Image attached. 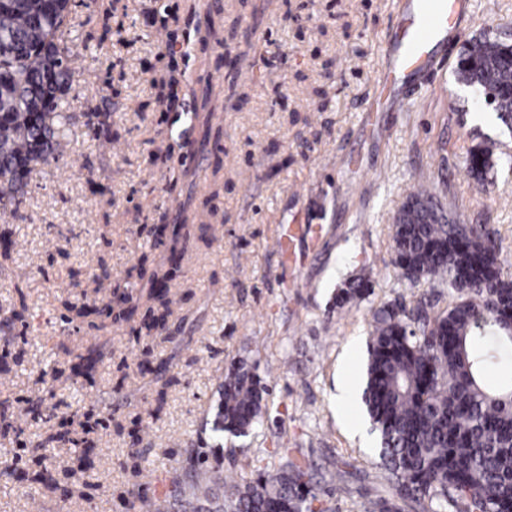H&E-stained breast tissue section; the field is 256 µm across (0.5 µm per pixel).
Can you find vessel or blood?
Instances as JSON below:
<instances>
[{"label":"vessel or blood","mask_w":512,"mask_h":512,"mask_svg":"<svg viewBox=\"0 0 512 512\" xmlns=\"http://www.w3.org/2000/svg\"><path fill=\"white\" fill-rule=\"evenodd\" d=\"M466 8L465 0H415L406 22L389 41V73L408 79L421 71Z\"/></svg>","instance_id":"1"}]
</instances>
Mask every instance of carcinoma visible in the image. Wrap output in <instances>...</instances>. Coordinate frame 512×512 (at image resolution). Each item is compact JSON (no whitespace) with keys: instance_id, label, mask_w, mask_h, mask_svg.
<instances>
[{"instance_id":"cac0c4a2","label":"carcinoma","mask_w":512,"mask_h":512,"mask_svg":"<svg viewBox=\"0 0 512 512\" xmlns=\"http://www.w3.org/2000/svg\"><path fill=\"white\" fill-rule=\"evenodd\" d=\"M70 0H10L0 7V219L16 217L28 174L59 163L76 116L67 100L77 54L63 41L74 27ZM456 80L480 106L512 130V94L486 104L485 94L512 89V51L482 36L468 42ZM111 114L83 113L102 145L112 143ZM498 143L470 150L466 163L478 180L493 167ZM394 265L404 280L450 290L440 311L423 299L411 308L388 303L373 312L368 341L366 412L380 433V458L394 493L426 512H512V384L490 389L483 376L503 363L512 337L503 322L512 311V280L499 269L489 228L461 224L427 186L413 190L393 219ZM266 390L232 364L224 375V429L256 434L266 413ZM221 475L195 473L176 483L174 496L203 512H330L312 465L290 458L218 497Z\"/></svg>"}]
</instances>
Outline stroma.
I'll list each match as a JSON object with an SVG mask.
<instances>
[{"label":"stroma","mask_w":512,"mask_h":512,"mask_svg":"<svg viewBox=\"0 0 512 512\" xmlns=\"http://www.w3.org/2000/svg\"><path fill=\"white\" fill-rule=\"evenodd\" d=\"M405 2L77 0L70 110L109 108L118 147L99 149L76 122L72 155L36 167L0 223L14 244L0 277V512H136L198 468L250 482L283 447L333 474L336 512L390 495L377 448L345 422L369 423L371 309L448 304L446 287L393 265V218L418 180L461 222L495 231L512 278V171L495 163L480 184L465 164L489 137L512 155V134L478 121L454 76L468 40L512 28V0H471L436 48L432 84L385 111V37ZM192 112L212 119L180 138L175 121ZM160 224L184 227L178 263ZM290 224L320 239L285 258L274 243ZM102 264L111 281L94 280ZM160 275L165 311L148 297ZM360 278L366 299L338 304ZM117 285L132 312L109 317L100 307ZM234 361L268 391L256 437L222 430ZM342 380L353 391L340 407ZM60 432L69 444L28 445Z\"/></svg>","instance_id":"1"}]
</instances>
